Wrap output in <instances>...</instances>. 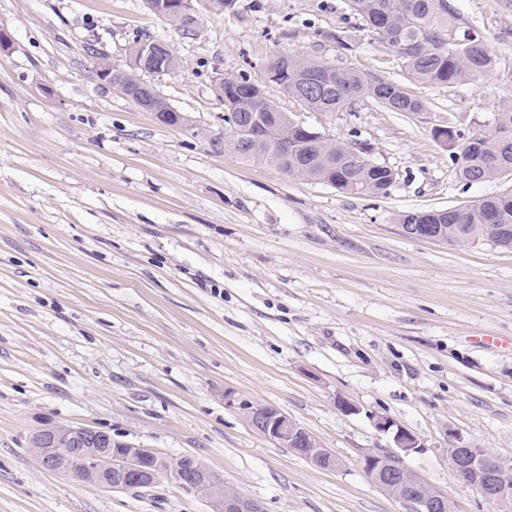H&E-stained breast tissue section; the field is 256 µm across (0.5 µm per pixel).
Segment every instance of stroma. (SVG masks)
<instances>
[{
  "label": "stroma",
  "instance_id": "1",
  "mask_svg": "<svg viewBox=\"0 0 512 512\" xmlns=\"http://www.w3.org/2000/svg\"><path fill=\"white\" fill-rule=\"evenodd\" d=\"M448 2L496 58L449 88L407 81L348 0H190L179 22L145 0H0V512H211L163 478L113 491L47 470L31 447L46 421L195 455L265 512H400L361 465L393 445L378 416L421 440L410 469L462 512H494L448 451L512 459V250L413 240L397 222L512 194V177L459 181L457 148L432 133L480 132L512 99V0ZM149 39L182 61L149 81L189 127L97 76L89 48L123 67ZM276 54L403 83L428 109L309 110L268 80ZM220 76L362 142L396 173L387 195L241 162ZM228 389L286 413L340 469L255 433Z\"/></svg>",
  "mask_w": 512,
  "mask_h": 512
}]
</instances>
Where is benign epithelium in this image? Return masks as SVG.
I'll use <instances>...</instances> for the list:
<instances>
[{"mask_svg": "<svg viewBox=\"0 0 512 512\" xmlns=\"http://www.w3.org/2000/svg\"><path fill=\"white\" fill-rule=\"evenodd\" d=\"M146 5L153 13L176 21L185 15L189 2L146 0ZM92 57L101 65L97 69L101 81L133 99L144 110L154 113L160 123L180 127L188 125V119L169 106L155 87L139 76L141 72L165 75L180 68L181 62L168 43H137L126 68L112 65L108 57L97 51L92 53ZM218 90L229 109L225 121L231 127V137L244 147L265 141L267 127L262 125L259 115L236 111L242 97L236 88L228 84V78H219ZM275 119L280 130L276 147L286 155L293 148V143L288 141V125L301 129L304 125L285 112L275 113ZM419 218L422 222L418 224L402 225L407 237L444 241L442 225L424 222V214ZM224 403L244 413L249 426L257 434L304 456L314 466L325 470L340 466L339 459L329 449L315 443L310 433L281 410L251 402L231 389L224 390ZM375 425L381 432L392 435L395 450L376 448L365 452L361 464L366 475L400 503L402 512H459L448 493L432 486L405 465V457L423 448L417 435L395 426V422L383 416L375 417ZM33 450L42 462L57 472L67 474L71 472L70 461L77 452L95 454L99 466L88 475V479L112 490H148L158 482L163 469L162 461L152 449L116 440L112 435L90 426L70 427L46 422L35 432ZM448 465L456 476L475 487L485 500L493 502L497 512H512V491L505 488L506 472L512 470L511 459L504 460L483 448H452L448 450ZM182 485L209 499L214 512H264L260 502L226 485L222 477H215L200 468L190 472Z\"/></svg>", "mask_w": 512, "mask_h": 512, "instance_id": "benign-epithelium-1", "label": "benign epithelium"}]
</instances>
